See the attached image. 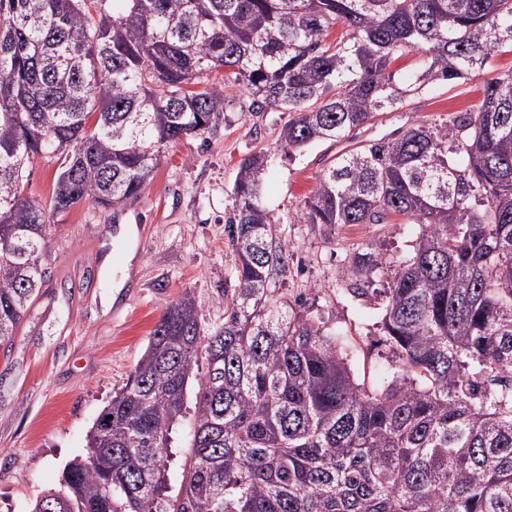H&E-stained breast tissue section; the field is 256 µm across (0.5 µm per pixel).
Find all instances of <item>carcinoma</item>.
<instances>
[{
  "mask_svg": "<svg viewBox=\"0 0 512 512\" xmlns=\"http://www.w3.org/2000/svg\"><path fill=\"white\" fill-rule=\"evenodd\" d=\"M86 2L0 0V347L47 281L48 213L123 206L162 147L218 127L223 87L187 89L203 73L229 72L250 112L290 113L277 140L290 154L512 52V0H116L98 20ZM405 53L419 63L400 79ZM42 153L59 161L46 204L25 193ZM267 163L238 166L224 322L204 332L187 294L166 305L86 457L31 512H512V70L469 112L336 154L305 201L323 233L415 226L405 255L362 243L342 270L346 295L381 300L389 365L363 379L353 338L282 292L294 254ZM177 448H173V451L177 453L176 457H173V462L171 463L169 472H168V484L171 487L170 492L175 493L181 481L182 475V465L184 464L185 457L187 452H189L188 446V437L187 430L184 427H180L179 436L177 441Z\"/></svg>",
  "mask_w": 512,
  "mask_h": 512,
  "instance_id": "obj_1",
  "label": "carcinoma"
}]
</instances>
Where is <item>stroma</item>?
<instances>
[{
  "mask_svg": "<svg viewBox=\"0 0 512 512\" xmlns=\"http://www.w3.org/2000/svg\"><path fill=\"white\" fill-rule=\"evenodd\" d=\"M512 69V53L454 86L411 98L377 113L365 138H378L415 120L441 122L479 103L487 80ZM224 87L216 131L168 145L153 180L116 210L87 202L49 216L50 279L28 318L0 348V512H29L42 491L58 486L65 465L85 456L86 437L102 408L124 386L165 305L183 294L210 330L224 318L220 293L232 275L224 233L233 185L244 156L263 150L272 163L266 196L294 253L290 295L326 327L355 336L373 363L385 362L376 343L381 310L374 301L347 299L342 269L357 244L368 241L389 257L405 254L407 224H360L325 238L301 220L321 170L341 151L324 141L299 152L279 151L284 112L248 111L243 88L213 72ZM136 227L134 239L118 226ZM111 260L112 274L102 264Z\"/></svg>",
  "mask_w": 512,
  "mask_h": 512,
  "instance_id": "35a3bbf8",
  "label": "stroma"
}]
</instances>
